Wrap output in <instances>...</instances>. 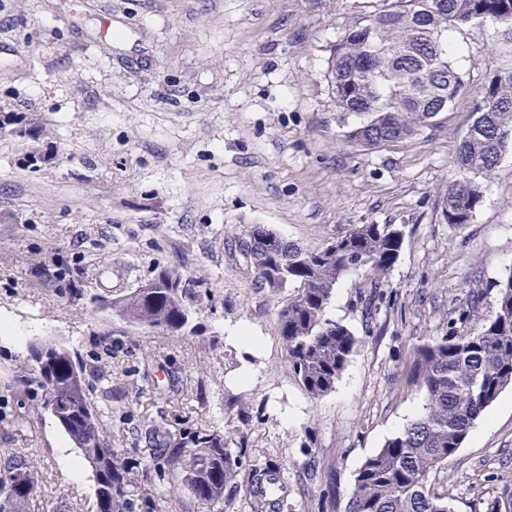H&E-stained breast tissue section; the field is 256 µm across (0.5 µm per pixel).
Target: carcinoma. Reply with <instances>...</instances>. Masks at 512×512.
<instances>
[{"label": "carcinoma", "mask_w": 512, "mask_h": 512, "mask_svg": "<svg viewBox=\"0 0 512 512\" xmlns=\"http://www.w3.org/2000/svg\"><path fill=\"white\" fill-rule=\"evenodd\" d=\"M391 0L367 23L351 26L331 49L328 78L343 112L368 115L348 132L399 141L422 127L468 90L448 58L449 34L459 25L487 21L512 27V0ZM479 108L462 135L456 163L464 171L488 173L512 152V73L491 78L478 95ZM483 201L480 187L459 180L440 196L445 223H471ZM405 238L397 224H350L323 246L307 250L261 225L247 234V263L260 287L291 289L278 312L287 362L307 395L331 393L359 346L344 324L330 318L339 279L368 268L374 275L370 300L381 304L383 279L399 258ZM158 285L137 288L105 304L93 303L137 328L169 334L186 327L192 314L190 292L198 287L180 267L153 271ZM190 280V286L177 283ZM474 304L458 310L442 336L412 347L406 383L424 393L423 411L389 438L358 469L348 491L347 512H450L448 497L432 491L427 477L448 463L468 438L475 421L512 387V275L498 284L497 309L480 328L461 333ZM35 379L43 405L70 438L94 476L97 512H155L153 500L131 494L132 463L103 438V427L70 350L60 345L40 355ZM144 467L169 475L202 503L224 502V489L238 483L239 462L215 431L200 430L172 448H151ZM32 458L10 452L0 457V512H31L38 497ZM487 512H512V487Z\"/></svg>", "instance_id": "carcinoma-1"}]
</instances>
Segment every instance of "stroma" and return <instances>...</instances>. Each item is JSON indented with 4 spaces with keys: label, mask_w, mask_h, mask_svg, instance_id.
<instances>
[{
    "label": "stroma",
    "mask_w": 512,
    "mask_h": 512,
    "mask_svg": "<svg viewBox=\"0 0 512 512\" xmlns=\"http://www.w3.org/2000/svg\"><path fill=\"white\" fill-rule=\"evenodd\" d=\"M0 0V111L43 127L0 130V454L32 457L43 512H97L95 483L42 406L26 342H60L103 411L106 440L132 459L148 436L217 431L242 467L220 508L142 469L129 489L158 512H255L259 470L280 472L279 512H345L365 459L423 407L403 375L414 344L446 331L477 289L470 321L493 316L512 274V153L490 173L455 158L473 103L512 72V33L469 24L452 63L467 94L436 126L364 147L347 133L328 80L330 49L386 0ZM30 152L49 164L22 165ZM468 178L483 201L471 224L439 197ZM351 224H401L387 303L365 317L368 269L345 275L328 308L360 346L333 392L310 398L291 373L277 321L287 293L258 287L237 245L252 226L313 249ZM170 262L200 280L184 331L160 336L97 311L91 296L134 291ZM69 268L85 295L54 287ZM253 343L240 342V334ZM455 512H486L512 483V388L430 475Z\"/></svg>",
    "instance_id": "1"
}]
</instances>
